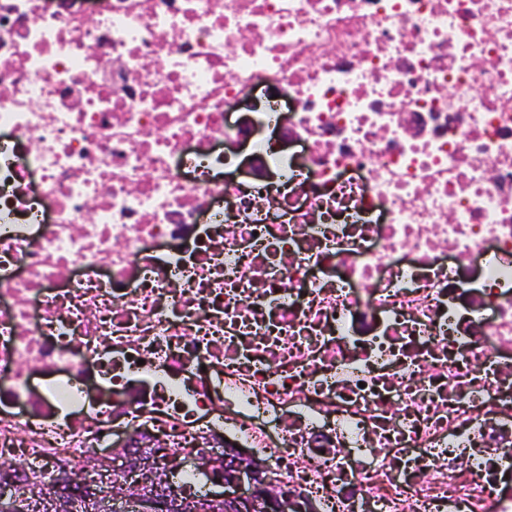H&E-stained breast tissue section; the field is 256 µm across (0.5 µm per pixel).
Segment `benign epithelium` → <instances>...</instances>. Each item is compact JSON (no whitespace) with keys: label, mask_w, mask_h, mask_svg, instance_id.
<instances>
[{"label":"benign epithelium","mask_w":512,"mask_h":512,"mask_svg":"<svg viewBox=\"0 0 512 512\" xmlns=\"http://www.w3.org/2000/svg\"><path fill=\"white\" fill-rule=\"evenodd\" d=\"M203 468L224 473V479L217 482L223 487L212 492L206 500L224 512H254L256 502L262 500L270 509H279L280 495L263 476V468L245 448H238L224 457L208 460ZM112 501L103 502V510L109 512H188L195 499L172 500L166 479L158 476L154 493L144 496L133 487L118 485L112 490Z\"/></svg>","instance_id":"1"}]
</instances>
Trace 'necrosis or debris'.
I'll use <instances>...</instances> for the list:
<instances>
[{
    "instance_id": "necrosis-or-debris-1",
    "label": "necrosis or debris",
    "mask_w": 512,
    "mask_h": 512,
    "mask_svg": "<svg viewBox=\"0 0 512 512\" xmlns=\"http://www.w3.org/2000/svg\"><path fill=\"white\" fill-rule=\"evenodd\" d=\"M126 446L512 512V0H0V489Z\"/></svg>"
}]
</instances>
